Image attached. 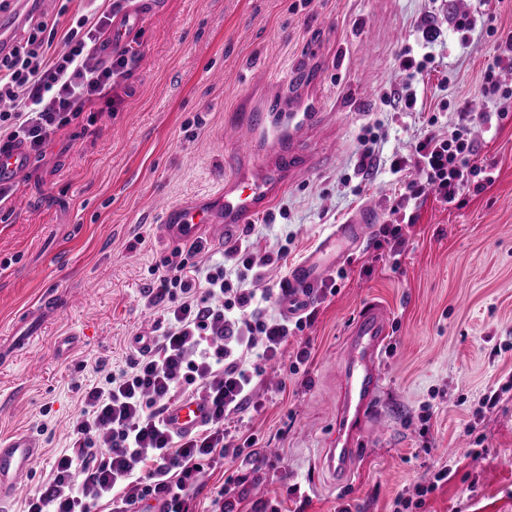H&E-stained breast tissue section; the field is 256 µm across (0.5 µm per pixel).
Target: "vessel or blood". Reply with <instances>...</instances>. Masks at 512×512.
I'll return each mask as SVG.
<instances>
[{
	"label": "vessel or blood",
	"instance_id": "b4317fda",
	"mask_svg": "<svg viewBox=\"0 0 512 512\" xmlns=\"http://www.w3.org/2000/svg\"><path fill=\"white\" fill-rule=\"evenodd\" d=\"M323 110L320 98L307 96L289 100L287 107L275 111L263 106L244 112L225 131L235 158L224 172L221 190L171 208L163 223L167 239L189 244L205 234L217 245L234 241L241 225L262 212L288 177L301 170L296 146ZM28 169L24 148L0 151V180L20 179ZM373 222L374 213L366 207L334 225L289 272V287L300 294L318 288L336 264L370 235ZM387 334V315L375 304L363 309L348 332L344 389L337 404L336 429L325 451L328 470L343 482L350 480V461L370 431L374 392L383 379ZM163 418L172 433L187 437L207 420L208 405L202 399L186 398L167 408ZM39 454L28 436L0 439V512H5Z\"/></svg>",
	"mask_w": 512,
	"mask_h": 512
}]
</instances>
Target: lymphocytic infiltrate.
<instances>
[{"instance_id":"1","label":"lymphocytic infiltrate","mask_w":512,"mask_h":512,"mask_svg":"<svg viewBox=\"0 0 512 512\" xmlns=\"http://www.w3.org/2000/svg\"><path fill=\"white\" fill-rule=\"evenodd\" d=\"M111 25L108 13L93 22L78 19L65 35L64 50L53 55V37L40 22L0 57V101L12 104L0 112V146L21 145L28 154H43L59 130L78 120L117 80L132 76L136 54L129 46L100 68L86 66ZM440 36L438 25H426L422 55L409 47L400 50L403 82L383 96L394 109H415L414 86L434 66L431 48ZM493 52L478 95L494 103V111L461 105L444 129L428 118L429 128L411 153L389 159L393 173L411 168L418 173L393 197L376 234L391 263L399 261L405 226L415 221L408 212L412 201L431 191L443 204L456 205L494 179L491 166L475 161L472 131L512 114V85L501 78L502 72H512V30L499 33ZM287 256V247L270 252L244 238L225 247L220 263L164 259L148 291L150 305L162 308L161 333L87 388L68 423L67 446L46 484L26 499L24 512H135L137 504L150 500L160 512H194V491L206 468L232 457L260 470L255 437L237 439L228 421L251 405L264 363L277 360L289 337L314 320L311 309L294 320L274 314L275 306L291 298L286 286L263 292L249 286L264 268ZM193 394L210 404V416L196 434L174 435L163 411Z\"/></svg>"}]
</instances>
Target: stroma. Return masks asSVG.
Wrapping results in <instances>:
<instances>
[{
	"label": "stroma",
	"instance_id": "stroma-1",
	"mask_svg": "<svg viewBox=\"0 0 512 512\" xmlns=\"http://www.w3.org/2000/svg\"><path fill=\"white\" fill-rule=\"evenodd\" d=\"M131 26L138 51L131 78L111 88L83 121L61 131L0 203V342L20 319L54 300L36 337L0 364V438L27 435L41 454L10 512L40 487L97 363L124 364L136 336H154L161 309L146 287L162 260L187 253L164 239L175 204L215 193L230 152L224 130L237 113L301 90L325 104L306 136L310 168L290 177L255 217L260 247L287 244L255 288L278 284L333 225L361 207L385 221L402 184L388 166L370 181L354 173L358 136L384 135L383 153H408L416 115L381 96L401 81L397 54L425 17L443 30L425 79L424 104L448 121L475 99L494 39L463 36L452 14L470 0H158ZM112 0H57L31 22L53 26V52L79 18L96 20ZM494 181L464 207L425 194L405 229L399 266L377 259L373 240L346 257L334 291L318 290L317 315L291 337L309 342L304 373L267 369L243 434L268 460L259 472L225 462L200 479L196 512L230 485L237 512H394L396 498L448 476L420 512H512V115L472 132ZM389 314L384 378L375 401L377 438L361 443L352 478L337 483L320 459L343 388L350 324L368 303Z\"/></svg>",
	"mask_w": 512,
	"mask_h": 512
}]
</instances>
